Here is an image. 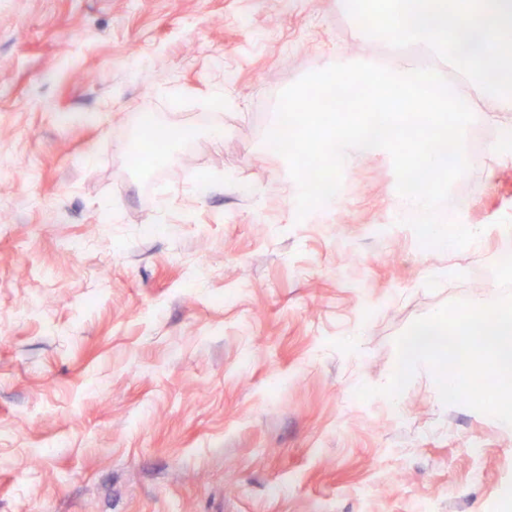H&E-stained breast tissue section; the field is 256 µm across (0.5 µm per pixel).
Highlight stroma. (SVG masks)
Segmentation results:
<instances>
[{
  "label": "stroma",
  "instance_id": "obj_1",
  "mask_svg": "<svg viewBox=\"0 0 512 512\" xmlns=\"http://www.w3.org/2000/svg\"><path fill=\"white\" fill-rule=\"evenodd\" d=\"M339 53L376 48L336 0H0V512H512L496 418L424 368L355 396L494 285L512 154L451 189L477 247L421 246L368 157L297 219L264 137ZM141 113L191 132L154 169Z\"/></svg>",
  "mask_w": 512,
  "mask_h": 512
}]
</instances>
